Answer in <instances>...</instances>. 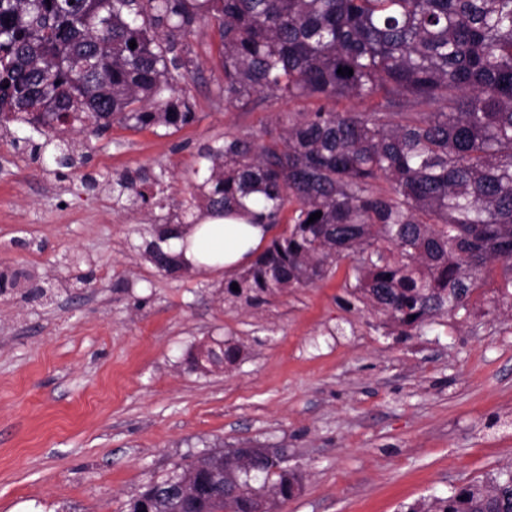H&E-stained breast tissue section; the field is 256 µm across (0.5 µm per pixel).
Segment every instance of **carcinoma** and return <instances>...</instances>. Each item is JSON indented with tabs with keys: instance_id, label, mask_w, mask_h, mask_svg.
I'll list each match as a JSON object with an SVG mask.
<instances>
[{
	"instance_id": "carcinoma-1",
	"label": "carcinoma",
	"mask_w": 512,
	"mask_h": 512,
	"mask_svg": "<svg viewBox=\"0 0 512 512\" xmlns=\"http://www.w3.org/2000/svg\"><path fill=\"white\" fill-rule=\"evenodd\" d=\"M207 17L218 24L224 101H321L203 154L209 175L196 190L207 214L250 198L273 225L296 203L289 230L236 280L238 290L225 285L228 294L260 303L356 254L354 293L406 336L465 307L495 270L512 288V0H0V130L26 124L44 137L34 151L61 154L59 134L76 125L192 122L188 100L173 93L194 62L177 53L174 33ZM343 98L381 102L340 112ZM117 186L134 204L150 199L132 180ZM169 237L160 230L147 256L177 271L182 256L161 246ZM240 354L215 340L191 358L208 370ZM234 474L273 498L223 500L206 475V512H275L293 494L294 474L261 459L249 475L224 470V482ZM407 512H512V470Z\"/></svg>"
}]
</instances>
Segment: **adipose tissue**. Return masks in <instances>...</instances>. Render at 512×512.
Listing matches in <instances>:
<instances>
[{"label":"adipose tissue","mask_w":512,"mask_h":512,"mask_svg":"<svg viewBox=\"0 0 512 512\" xmlns=\"http://www.w3.org/2000/svg\"><path fill=\"white\" fill-rule=\"evenodd\" d=\"M254 203L225 216H212L198 224H176L173 238L184 262L199 269L222 268L233 272L247 264L267 240L270 228L253 223Z\"/></svg>","instance_id":"1"}]
</instances>
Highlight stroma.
<instances>
[{
	"mask_svg": "<svg viewBox=\"0 0 512 512\" xmlns=\"http://www.w3.org/2000/svg\"><path fill=\"white\" fill-rule=\"evenodd\" d=\"M195 114L178 127L113 124L65 139L76 160L33 157L0 136V512H128L129 502L214 443L286 449L302 488L278 512H401L512 468V292L492 275L467 307L399 335L353 300L351 260L252 305L221 269L159 270L145 248L197 224L204 148L316 100L224 104L214 19L176 39ZM146 175L155 201L115 185ZM242 348L229 369L190 359ZM241 349L229 341L214 340L212 343L200 344L191 354L193 364L202 370L223 367L234 363L240 356Z\"/></svg>",
	"mask_w": 512,
	"mask_h": 512,
	"instance_id": "35a3bbf8",
	"label": "stroma"
}]
</instances>
